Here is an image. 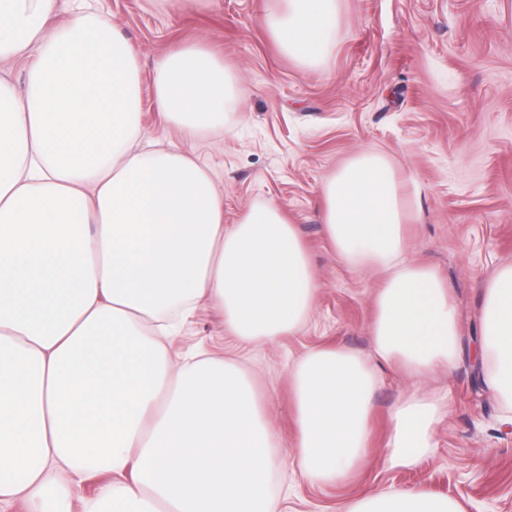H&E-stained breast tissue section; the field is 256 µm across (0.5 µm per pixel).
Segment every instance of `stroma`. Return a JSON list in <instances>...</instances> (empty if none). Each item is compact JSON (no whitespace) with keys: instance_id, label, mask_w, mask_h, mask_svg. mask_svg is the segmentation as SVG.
Segmentation results:
<instances>
[{"instance_id":"stroma-1","label":"stroma","mask_w":512,"mask_h":512,"mask_svg":"<svg viewBox=\"0 0 512 512\" xmlns=\"http://www.w3.org/2000/svg\"><path fill=\"white\" fill-rule=\"evenodd\" d=\"M136 47L141 122L152 137L194 153L224 195L231 225L256 205L293 224L317 270L309 321L252 345L199 304L172 350L220 356L252 383L280 445L271 480L275 512H342L375 491L406 489L456 500L462 512H512V420L487 387L473 389L481 285L512 262V0H341L327 63L308 69L284 55L265 18L276 0H93ZM215 50L242 88L224 129L189 137L157 112L154 68L187 43ZM386 154L414 218L405 257L447 281L459 322L452 368L409 375L372 342L381 275L350 268L325 238L322 188L362 150ZM358 353L375 370L371 448L347 479L316 484L292 447L289 369L311 350ZM440 409L434 446L412 467L385 456L391 411L411 394Z\"/></svg>"}]
</instances>
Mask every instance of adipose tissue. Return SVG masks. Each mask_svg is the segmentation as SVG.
Listing matches in <instances>:
<instances>
[{
    "label": "adipose tissue",
    "mask_w": 512,
    "mask_h": 512,
    "mask_svg": "<svg viewBox=\"0 0 512 512\" xmlns=\"http://www.w3.org/2000/svg\"><path fill=\"white\" fill-rule=\"evenodd\" d=\"M0 0V508L69 512L66 486L107 472L84 512H272L275 437L246 378L221 359L178 363L180 323L205 301L250 345L309 317L318 276L295 225L267 205L224 223V195L187 151L145 145L135 46L89 0ZM341 0H279L280 50L324 64ZM236 88L209 47L190 43L155 69V105L185 134L223 126ZM337 256L387 279L374 299L378 354L420 376L458 347L446 281L406 261L409 209L390 161L348 159L323 187ZM484 381L512 412V264L483 285ZM305 476L346 478L369 448L373 371L356 353L317 349L291 371ZM437 407L391 415V463L432 446ZM131 480H124L125 472ZM347 512H459L448 498L379 492ZM11 83L17 92L25 87L26 71L21 61H0V79Z\"/></svg>",
    "instance_id": "obj_1"
}]
</instances>
